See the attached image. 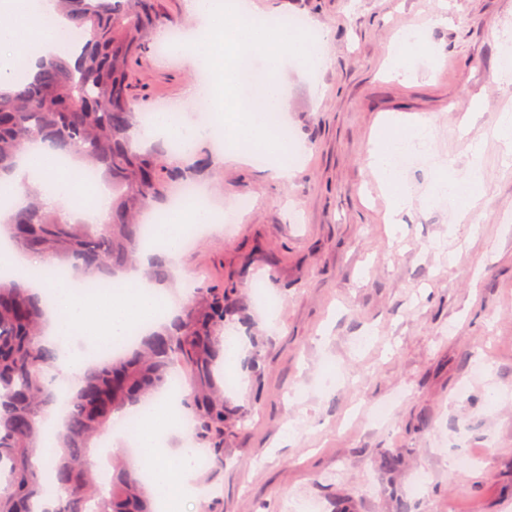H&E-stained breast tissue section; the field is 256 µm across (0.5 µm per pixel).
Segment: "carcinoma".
Listing matches in <instances>:
<instances>
[{
	"label": "carcinoma",
	"instance_id": "obj_1",
	"mask_svg": "<svg viewBox=\"0 0 512 512\" xmlns=\"http://www.w3.org/2000/svg\"><path fill=\"white\" fill-rule=\"evenodd\" d=\"M57 12L81 42L74 61L55 57L34 77L0 90V188L26 146L46 141L112 183L117 206L95 224L62 219L41 202L42 183L25 204L0 220V231L22 251L44 255L71 276L101 284L141 252V209L165 202L172 185L195 182L204 160L179 168L183 156L164 148L139 151L140 113L129 96L128 61L162 25L154 0H57ZM52 307L47 295L0 283V512H155V498L135 471L104 478L92 448L115 413L167 389L177 365L189 368L179 408L191 414L193 437L209 443V470L224 468V388L214 359L226 344L224 303L199 288L171 330L139 340L131 355L92 361L77 386L48 377L59 350L45 343ZM61 416L55 458L41 459L43 423Z\"/></svg>",
	"mask_w": 512,
	"mask_h": 512
}]
</instances>
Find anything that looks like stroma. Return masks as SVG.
<instances>
[{
  "label": "stroma",
  "instance_id": "35a3bbf8",
  "mask_svg": "<svg viewBox=\"0 0 512 512\" xmlns=\"http://www.w3.org/2000/svg\"><path fill=\"white\" fill-rule=\"evenodd\" d=\"M250 2L260 19L319 24L327 61L280 75L301 151L291 179L221 149L205 189L250 206L192 239L156 287L177 306L189 276L222 293L224 333L242 347L216 371L235 382L224 470H198L197 483L215 512H512V156L493 137L512 113V86L494 79L512 0ZM409 28L422 40L404 82L390 48ZM156 57L128 66L149 112L181 105L197 79L192 54ZM393 112L436 133L435 153L404 174L412 202L395 230L369 167V136ZM477 146L485 195L463 218L426 191L441 159L465 179Z\"/></svg>",
  "mask_w": 512,
  "mask_h": 512
}]
</instances>
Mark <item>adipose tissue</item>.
Here are the masks:
<instances>
[{
    "instance_id": "adipose-tissue-1",
    "label": "adipose tissue",
    "mask_w": 512,
    "mask_h": 512,
    "mask_svg": "<svg viewBox=\"0 0 512 512\" xmlns=\"http://www.w3.org/2000/svg\"><path fill=\"white\" fill-rule=\"evenodd\" d=\"M54 11L55 0H38L33 9L27 0H0V89L12 86L14 81L13 57L8 48L22 43L24 37L36 39L39 45L38 53L28 62L29 73L39 72L45 61L59 55V29L40 23L42 15ZM432 142L433 129L428 121L401 113L391 114L384 130L372 138L369 166L389 194V224L399 225L400 215L410 203L402 172L393 163L395 156L410 147L428 146ZM56 158V151L47 142L37 140L27 145L10 177L15 189L14 204L23 205L24 183L40 176L54 184L53 192L44 198L46 206L63 210L72 218L81 217V210L74 205L77 192L71 174L57 166ZM53 290L56 302L47 339L61 350L50 369L57 376L83 374L93 351L122 347L131 328L149 327L157 322L159 295L139 281L112 297L83 292L72 281L56 283ZM170 428L166 412L160 409L142 419L130 440L138 449L135 459L139 470L151 475L148 487L152 495L167 497L172 512H182L185 502L196 491L194 459L198 451L184 447L173 452L158 447L159 437Z\"/></svg>"
}]
</instances>
